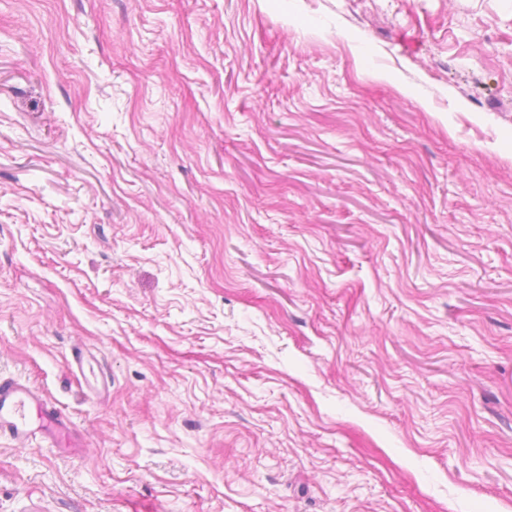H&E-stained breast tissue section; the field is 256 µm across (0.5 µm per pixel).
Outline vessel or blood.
<instances>
[{
	"mask_svg": "<svg viewBox=\"0 0 512 512\" xmlns=\"http://www.w3.org/2000/svg\"><path fill=\"white\" fill-rule=\"evenodd\" d=\"M1 434L22 444L41 435L51 447L75 448L71 428L56 405L30 386L11 379H0Z\"/></svg>",
	"mask_w": 512,
	"mask_h": 512,
	"instance_id": "1",
	"label": "vessel or blood"
}]
</instances>
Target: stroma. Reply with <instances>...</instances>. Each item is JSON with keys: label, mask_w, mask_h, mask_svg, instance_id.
Returning <instances> with one entry per match:
<instances>
[{"label": "stroma", "mask_w": 512, "mask_h": 512, "mask_svg": "<svg viewBox=\"0 0 512 512\" xmlns=\"http://www.w3.org/2000/svg\"><path fill=\"white\" fill-rule=\"evenodd\" d=\"M0 512H512V0H0ZM26 444L37 434L46 438L50 448L75 453L71 428L60 411L30 386L11 379H0V435Z\"/></svg>", "instance_id": "stroma-1"}]
</instances>
